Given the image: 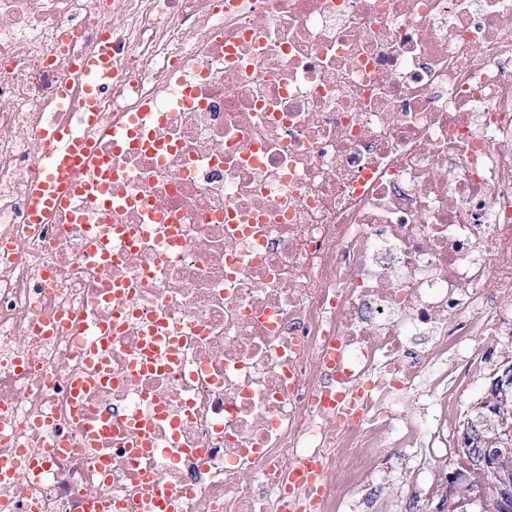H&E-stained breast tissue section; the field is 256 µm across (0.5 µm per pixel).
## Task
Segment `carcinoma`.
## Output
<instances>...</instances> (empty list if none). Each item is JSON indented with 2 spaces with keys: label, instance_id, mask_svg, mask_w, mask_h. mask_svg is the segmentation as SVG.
I'll return each mask as SVG.
<instances>
[{
  "label": "carcinoma",
  "instance_id": "cac0c4a2",
  "mask_svg": "<svg viewBox=\"0 0 512 512\" xmlns=\"http://www.w3.org/2000/svg\"><path fill=\"white\" fill-rule=\"evenodd\" d=\"M488 407L492 408L495 414L482 424V447L503 448L505 452L495 457L488 466L480 457L477 448H467L476 465L473 470L467 472L466 481L484 490V499L466 506L465 512H501L496 498L500 478L506 475L512 481V438L504 433L505 428L512 427V387L504 392L492 390L484 393L471 407L469 418L476 419Z\"/></svg>",
  "mask_w": 512,
  "mask_h": 512
}]
</instances>
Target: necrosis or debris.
Segmentation results:
<instances>
[{
  "label": "necrosis or debris",
  "instance_id": "1",
  "mask_svg": "<svg viewBox=\"0 0 512 512\" xmlns=\"http://www.w3.org/2000/svg\"><path fill=\"white\" fill-rule=\"evenodd\" d=\"M105 27L91 125L52 101ZM60 125L96 153L30 224ZM511 314L512 0H0V512H141L150 477L176 512H351ZM149 325L177 350L139 370Z\"/></svg>",
  "mask_w": 512,
  "mask_h": 512
}]
</instances>
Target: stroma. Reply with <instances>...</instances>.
Here are the masks:
<instances>
[{
	"label": "stroma",
	"mask_w": 512,
	"mask_h": 512,
	"mask_svg": "<svg viewBox=\"0 0 512 512\" xmlns=\"http://www.w3.org/2000/svg\"><path fill=\"white\" fill-rule=\"evenodd\" d=\"M503 331L491 356L461 372L456 384L452 417H445L438 398L432 392L422 391L418 398L419 403L427 405L431 418L445 422L448 447L426 448L416 457L400 451L382 453L381 467L390 472V481L381 484L368 476L360 480L357 487L359 496L377 499L379 512H429L430 503L439 501L443 492L442 480L455 458L461 421L486 390L493 374L512 358V323H505Z\"/></svg>",
	"instance_id": "1"
}]
</instances>
